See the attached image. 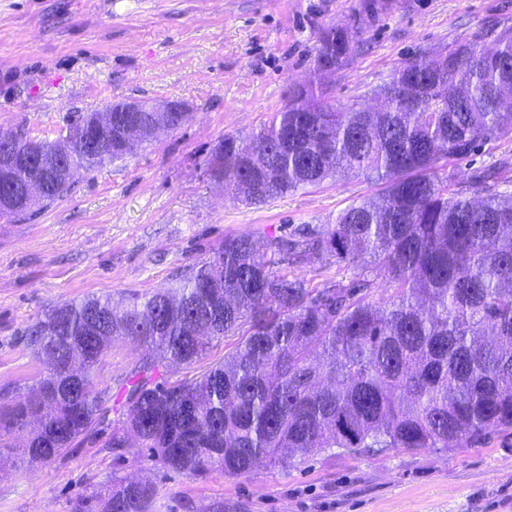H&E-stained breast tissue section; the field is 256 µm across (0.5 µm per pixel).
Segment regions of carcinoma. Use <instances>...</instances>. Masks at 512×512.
I'll return each instance as SVG.
<instances>
[{"label":"carcinoma","mask_w":512,"mask_h":512,"mask_svg":"<svg viewBox=\"0 0 512 512\" xmlns=\"http://www.w3.org/2000/svg\"><path fill=\"white\" fill-rule=\"evenodd\" d=\"M394 0H358V16L379 18ZM451 43L429 60L421 52L379 88L377 111L341 109L321 76L341 70L357 32L331 26L316 37L313 75L288 88V106L247 139L226 135L211 153V173L230 198L266 204L317 187L340 172L384 184L331 224L270 238L259 254L248 235H228L172 288L118 305L88 296L53 307L28 345L61 366L26 393L9 396L0 417L6 436L29 429V464L48 463L96 435L121 453L131 447L172 473L206 478L249 473L262 464L295 466L341 448H464L512 429V191L497 169L474 175V196L451 189L440 161L461 162L512 137V26ZM408 95L413 110L403 105ZM97 113L69 125L70 152L31 142L34 171L0 165V219L26 216L31 193L49 204L72 183L62 165L91 172L124 160L121 129L95 124ZM95 130L90 154L82 131ZM323 257L348 277L315 285L282 270ZM391 294L380 305L378 281ZM119 336L145 347L117 395L126 412L109 420L110 390L92 373ZM237 337L224 360L184 381L168 373L200 360L215 340ZM156 488L123 480L93 491L70 512H151Z\"/></svg>","instance_id":"1"}]
</instances>
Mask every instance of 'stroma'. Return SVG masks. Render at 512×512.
Wrapping results in <instances>:
<instances>
[{
  "mask_svg": "<svg viewBox=\"0 0 512 512\" xmlns=\"http://www.w3.org/2000/svg\"><path fill=\"white\" fill-rule=\"evenodd\" d=\"M358 0H0V132L56 139L77 115L126 101H178L191 118L119 163L79 173L72 191L0 220V394L28 389L50 369L28 347L29 328L54 305L88 296L121 301L172 286L225 236L267 238L331 223L380 183L342 176L263 205L229 200L206 165L224 136L248 137L288 102L312 65L323 28L354 24ZM512 0H397L363 23L347 68L330 77L338 105L371 100L421 51L463 43ZM512 154V139L470 160L440 163L454 190L474 170ZM144 353L120 337L93 375L115 388ZM152 482V512H512V433L469 448H331L303 464L208 478L167 472L144 450L115 459L87 442L34 467L0 461V512H69L72 501L120 480Z\"/></svg>",
  "mask_w": 512,
  "mask_h": 512,
  "instance_id": "1",
  "label": "stroma"
}]
</instances>
